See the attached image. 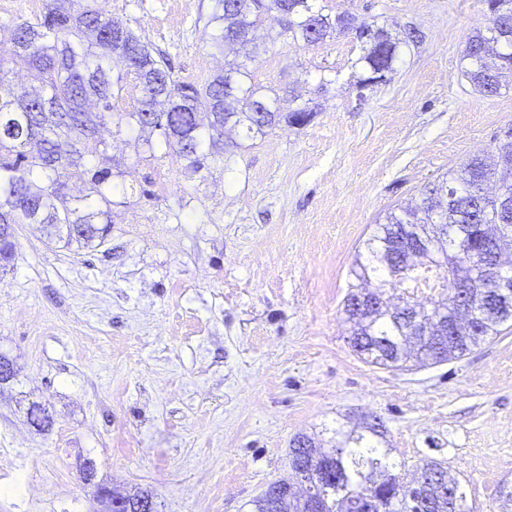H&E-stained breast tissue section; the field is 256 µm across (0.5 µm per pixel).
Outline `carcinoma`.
Masks as SVG:
<instances>
[{
    "label": "carcinoma",
    "mask_w": 512,
    "mask_h": 512,
    "mask_svg": "<svg viewBox=\"0 0 512 512\" xmlns=\"http://www.w3.org/2000/svg\"><path fill=\"white\" fill-rule=\"evenodd\" d=\"M98 0H41L33 17L0 20L12 29L9 44H0V225L38 224L49 240L83 248L104 243L111 232L114 194L128 196L125 185L112 181L110 167L93 160L107 153L102 129L115 133L141 132L151 127L163 138L158 144L142 139L144 160H158L174 150L195 169L207 160L224 159L220 146L224 115L253 138L280 123L302 126L313 109L306 105L283 113L279 96L261 92L245 64L233 60L224 70L201 82L174 76L164 51L145 42L129 26L100 9ZM489 25L469 35L463 48L465 74L476 90L492 97L501 88L499 77L512 75V0H488ZM284 18L281 33L296 44L315 45L345 33L352 15L334 17L314 10L312 0H214L207 25L212 45L220 53L245 33H257L265 15ZM414 29L394 39L382 28L357 35L363 43L365 83L376 72L395 71L400 43L415 42ZM24 71L29 83L16 85L12 72ZM140 96L117 112L115 102L130 83ZM495 152L507 171L498 173L473 156L442 183L426 188L419 203L393 209L365 239L351 265L355 283L350 301L367 285L383 294L391 286L411 287L414 273L433 270L443 279L442 292L426 302L413 301L423 313L453 317L461 304L479 308L473 324L458 333L428 339L386 359L377 350L382 342L400 344L413 335L399 316L378 310L361 311L343 305L350 342L366 363L393 369L418 364L422 357L439 364L501 335L502 318L482 310L492 285L482 275L486 237L502 231L501 257L512 265V208L502 209L499 197L512 199V134L498 142ZM87 185L83 195H71L69 183ZM410 256V271L397 277L388 260ZM31 426L48 429L45 410H28ZM385 427L379 417L356 428L336 432V442L304 473L321 512H360L364 499L371 512H417L414 485L441 497L437 512H455L463 501L459 479L442 463H425L411 480L396 471L390 449L379 446ZM256 512H307L308 504L273 495V486L258 498Z\"/></svg>",
    "instance_id": "carcinoma-1"
}]
</instances>
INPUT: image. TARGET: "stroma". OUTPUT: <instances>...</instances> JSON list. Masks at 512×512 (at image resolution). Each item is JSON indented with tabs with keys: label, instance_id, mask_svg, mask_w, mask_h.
I'll list each match as a JSON object with an SVG mask.
<instances>
[{
	"label": "stroma",
	"instance_id": "35a3bbf8",
	"mask_svg": "<svg viewBox=\"0 0 512 512\" xmlns=\"http://www.w3.org/2000/svg\"><path fill=\"white\" fill-rule=\"evenodd\" d=\"M165 50L182 80L220 71L210 0H98ZM398 35L414 28L388 81L355 83L354 36L294 45L274 20L250 62L257 85L311 103L302 126L224 134V160L194 170L141 160L110 140L125 185L112 234L91 251L30 224L0 273V512H98L95 483L152 491L156 512H254L289 477L295 437L327 443L380 417L385 447L413 472L457 475L466 512H493L512 484V326L461 358L413 370L365 363L343 300L353 259L387 212L414 203L512 129V83L486 97L464 75V41L486 0H313ZM46 409L48 431L27 421Z\"/></svg>",
	"mask_w": 512,
	"mask_h": 512
}]
</instances>
